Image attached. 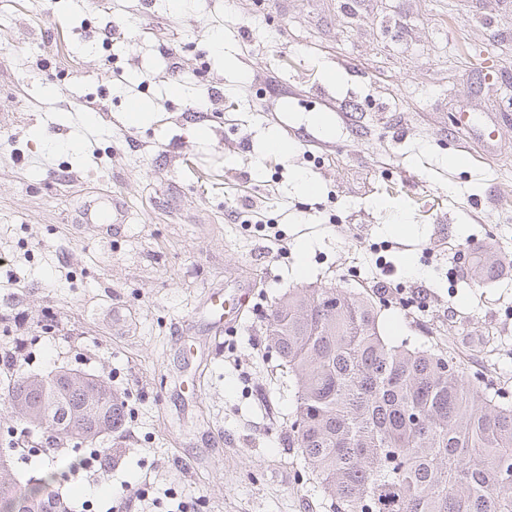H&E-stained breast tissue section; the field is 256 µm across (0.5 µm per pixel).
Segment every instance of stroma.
Listing matches in <instances>:
<instances>
[{"label": "stroma", "mask_w": 512, "mask_h": 512, "mask_svg": "<svg viewBox=\"0 0 512 512\" xmlns=\"http://www.w3.org/2000/svg\"><path fill=\"white\" fill-rule=\"evenodd\" d=\"M141 103L150 121L125 122ZM507 189L512 0H0V352L108 378L128 414L21 475L60 470L73 512H333L288 445L267 315L292 288L362 291L392 342L452 352L512 402ZM115 195L127 223H83ZM488 248L507 262L477 286ZM253 277L218 331L208 293L233 305ZM94 448L108 476L74 472Z\"/></svg>", "instance_id": "stroma-1"}]
</instances>
